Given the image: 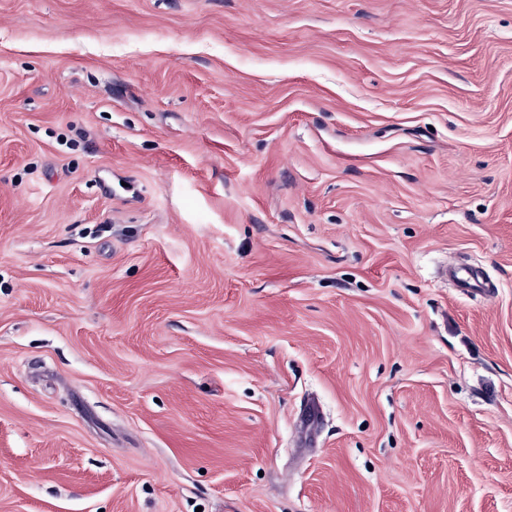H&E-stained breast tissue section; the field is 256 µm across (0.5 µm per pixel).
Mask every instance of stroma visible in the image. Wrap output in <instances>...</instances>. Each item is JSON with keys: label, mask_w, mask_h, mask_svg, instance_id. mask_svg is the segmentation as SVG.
I'll return each instance as SVG.
<instances>
[{"label": "stroma", "mask_w": 512, "mask_h": 512, "mask_svg": "<svg viewBox=\"0 0 512 512\" xmlns=\"http://www.w3.org/2000/svg\"><path fill=\"white\" fill-rule=\"evenodd\" d=\"M0 512H512V0H0Z\"/></svg>", "instance_id": "stroma-1"}]
</instances>
